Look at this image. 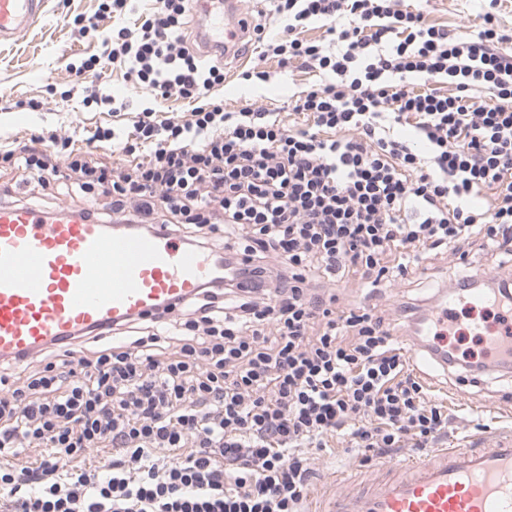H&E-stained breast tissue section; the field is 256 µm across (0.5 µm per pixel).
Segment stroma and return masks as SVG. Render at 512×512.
Masks as SVG:
<instances>
[{
	"mask_svg": "<svg viewBox=\"0 0 512 512\" xmlns=\"http://www.w3.org/2000/svg\"><path fill=\"white\" fill-rule=\"evenodd\" d=\"M98 7L97 0H47L45 13L29 33L18 43L0 45V95L10 100L8 109L0 110V135H38L60 124L76 127L81 136H90L102 116L99 107L82 104L83 79L66 68L79 54H90L93 43L82 38L73 23L78 14L90 15ZM270 79L260 91L271 108L287 111L293 94L319 83L317 72L277 61L268 64ZM41 101L42 108L34 112L27 108L29 99ZM465 263L438 256L427 260L425 275L414 276L410 284L393 292L378 295L365 289H352L353 303L372 306L377 314L391 313L393 307H419L432 301L446 277L474 276L492 260L490 252L478 250L474 244H463ZM415 373L442 398L457 425L449 429L444 446L472 444L487 428L512 430V378L495 373L485 376L484 384L471 388L466 400H458L455 382L442 370L414 363ZM361 454L355 448H336L325 452L311 497L310 512H320L336 485L338 473L360 468Z\"/></svg>",
	"mask_w": 512,
	"mask_h": 512,
	"instance_id": "stroma-1",
	"label": "stroma"
}]
</instances>
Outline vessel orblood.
<instances>
[{
  "instance_id": "obj_1",
  "label": "vessel or blood",
  "mask_w": 512,
  "mask_h": 512,
  "mask_svg": "<svg viewBox=\"0 0 512 512\" xmlns=\"http://www.w3.org/2000/svg\"><path fill=\"white\" fill-rule=\"evenodd\" d=\"M204 4L205 48L245 55L250 20L239 0ZM45 6L0 0V44L21 41ZM222 267L216 254L186 247L158 225L101 224L65 205L50 212L0 206V362L24 361L49 346L71 351L81 333L180 309ZM455 297V289L441 290L433 317L417 316L405 340L413 358L450 368L446 328ZM457 332L479 338L496 370L512 371V310ZM328 512H512V431L489 429L476 447L378 464L367 489L343 480Z\"/></svg>"
}]
</instances>
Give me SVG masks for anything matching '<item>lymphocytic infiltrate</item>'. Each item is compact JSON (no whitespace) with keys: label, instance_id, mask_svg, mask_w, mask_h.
Listing matches in <instances>:
<instances>
[{"label":"lymphocytic infiltrate","instance_id":"obj_1","mask_svg":"<svg viewBox=\"0 0 512 512\" xmlns=\"http://www.w3.org/2000/svg\"><path fill=\"white\" fill-rule=\"evenodd\" d=\"M130 2L84 17L97 51L79 72L124 68L188 111L93 90L117 125L82 144L59 128L16 137L0 157L86 216L104 196L113 223H162L232 261L179 314L86 335L77 359L0 363V512H309L331 442L368 463L448 433L382 317L342 299L406 284L462 240L512 258L506 0L452 29L404 0H276L280 29L253 24L241 77L266 80L273 59L321 73L292 125L261 98L226 110L223 58L190 46L191 0H151L128 26ZM310 22L326 40L303 39ZM102 452L106 470L87 467Z\"/></svg>","mask_w":512,"mask_h":512}]
</instances>
